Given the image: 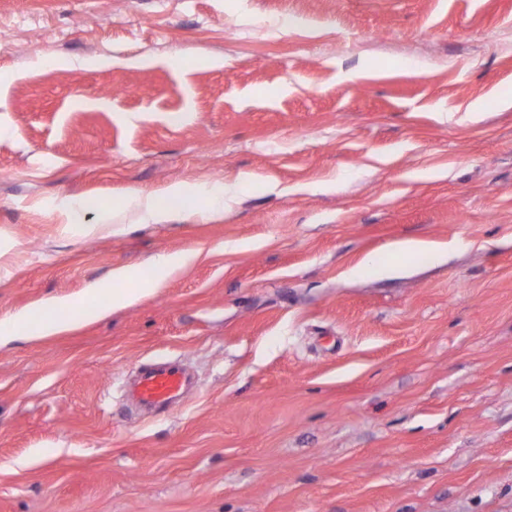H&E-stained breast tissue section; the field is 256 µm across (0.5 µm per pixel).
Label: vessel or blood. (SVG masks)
I'll return each instance as SVG.
<instances>
[{
    "label": "vessel or blood",
    "mask_w": 512,
    "mask_h": 512,
    "mask_svg": "<svg viewBox=\"0 0 512 512\" xmlns=\"http://www.w3.org/2000/svg\"><path fill=\"white\" fill-rule=\"evenodd\" d=\"M189 384V373L179 362L160 359L140 365L136 379L127 392L130 407L165 411L183 395Z\"/></svg>",
    "instance_id": "b4317fda"
}]
</instances>
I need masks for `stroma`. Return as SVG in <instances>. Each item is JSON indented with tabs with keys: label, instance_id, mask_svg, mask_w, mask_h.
I'll use <instances>...</instances> for the list:
<instances>
[{
	"label": "stroma",
	"instance_id": "stroma-1",
	"mask_svg": "<svg viewBox=\"0 0 512 512\" xmlns=\"http://www.w3.org/2000/svg\"><path fill=\"white\" fill-rule=\"evenodd\" d=\"M511 95L512 0H0V320L202 253L0 346V512H512ZM136 274L130 270H119L112 274V282L96 287V292L108 298L112 310L130 305L142 297L163 288L166 278H158L140 287H133ZM189 385V373L178 361L159 359L139 366L136 379L127 392L129 406L164 412Z\"/></svg>",
	"mask_w": 512,
	"mask_h": 512
}]
</instances>
